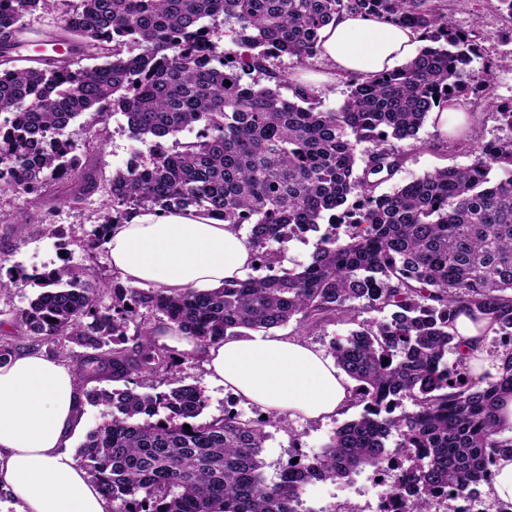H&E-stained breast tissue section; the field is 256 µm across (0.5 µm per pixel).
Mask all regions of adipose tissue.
I'll use <instances>...</instances> for the list:
<instances>
[{"instance_id": "1", "label": "adipose tissue", "mask_w": 512, "mask_h": 512, "mask_svg": "<svg viewBox=\"0 0 512 512\" xmlns=\"http://www.w3.org/2000/svg\"><path fill=\"white\" fill-rule=\"evenodd\" d=\"M326 71L305 73L299 83L323 88L336 79L365 80L413 58L420 32L375 16L343 13L321 33ZM112 266L134 286L176 293L216 288L245 279L251 248L232 225L187 209H140L110 227ZM456 329L473 376L497 371L467 315ZM157 345L202 360L210 383L224 386L264 412L329 419L350 408V380L323 351L295 336L245 332L206 344L163 324ZM82 397L71 370L40 353H23L0 365V484L20 512H111L102 488L81 468L70 441Z\"/></svg>"}]
</instances>
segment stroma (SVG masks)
<instances>
[{
    "label": "stroma",
    "mask_w": 512,
    "mask_h": 512,
    "mask_svg": "<svg viewBox=\"0 0 512 512\" xmlns=\"http://www.w3.org/2000/svg\"><path fill=\"white\" fill-rule=\"evenodd\" d=\"M80 0H60L56 11L38 12L26 19L27 48L22 56H31L41 49L49 33L57 29L59 13L78 8ZM449 13L458 25L474 27L485 34V54L496 58L512 47L502 43L497 34L508 22L493 7L480 0H447ZM454 106L466 114L474 115L484 141L512 138V128L500 122L492 104L478 103L474 95L459 97ZM109 138L93 163L103 178H110L115 170L125 168L132 158L148 154L147 144L134 140L127 129L123 115H111ZM397 150L404 161L394 176L381 183L377 194H390L401 186L443 167H466L474 162L471 153H460L446 147L437 138L432 124H425L417 139L398 142ZM106 191L100 190L74 206H36L33 196L22 192H0V267L22 275L23 281L9 290L0 292V343H13L16 350L39 351L53 356L68 369H75L84 350L65 340L45 341L25 335L16 322L17 312L26 307L38 293L34 280L37 273L63 265L76 269L85 287H97L101 280L118 278L119 273L110 262L107 247L88 252L86 243L101 222L107 204ZM177 375L184 383L197 386L207 398V406L200 422L234 412L251 419H262L259 407L247 403L231 391L209 384L200 359L178 355ZM338 424L328 420L285 417L283 422L271 421L264 425L267 440L261 452L269 477H276L293 453L313 455L328 441ZM392 474L377 475L365 469L353 476L350 487L329 482H315L306 487L299 504L300 512H334L341 504L356 508L357 512H373L384 486L391 484Z\"/></svg>",
    "instance_id": "obj_1"
}]
</instances>
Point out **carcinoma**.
I'll return each mask as SVG.
<instances>
[{"label":"carcinoma","mask_w":512,"mask_h":512,"mask_svg":"<svg viewBox=\"0 0 512 512\" xmlns=\"http://www.w3.org/2000/svg\"><path fill=\"white\" fill-rule=\"evenodd\" d=\"M56 9L57 0H0V191L83 201L101 178L79 155L103 148L119 112L133 138L150 142L149 158L112 173L109 210L88 248L105 244L108 226L133 210L193 207L251 225L253 262L267 269L173 294L117 281L92 291L67 266L37 277L41 291L16 316L25 332L95 350L80 360L82 383L102 374L128 383L84 391L112 409L111 423L87 434L77 454L112 512H298L307 485L365 467L396 472L387 495L406 512L480 495L497 456L512 451L497 418L512 397V139L485 143L472 123L450 138L455 151L476 154L470 166L438 169L392 194L375 189L402 163L389 139L417 138L434 109L461 95L492 96L512 55L474 69L482 37L457 26L442 0H81L51 36L65 52L14 66L25 17ZM343 12L382 15L420 31L425 44L405 65L354 83L337 112L316 110L314 89L294 84L283 96L289 75L274 61L316 58L321 29ZM220 15L232 49L212 39L207 21ZM131 45L139 53L127 56ZM76 56L97 64L75 68ZM243 70L274 86L241 83ZM91 110L99 127L82 145L57 138ZM194 129L174 151L163 146ZM366 141L373 148L358 174ZM326 215L331 227L347 226L346 238L329 234L305 265L281 268L268 245L287 244ZM142 308L208 344L291 320L303 332L352 324L330 354L355 382L351 406L362 412L320 453L296 454L270 479L263 421L226 413L195 423L207 406L202 391L178 379L175 357L152 331L127 333ZM368 310L386 317L360 319ZM462 313L492 337L501 363L483 386L456 343ZM134 373L162 377L168 389L141 393L129 386Z\"/></svg>","instance_id":"carcinoma-1"}]
</instances>
